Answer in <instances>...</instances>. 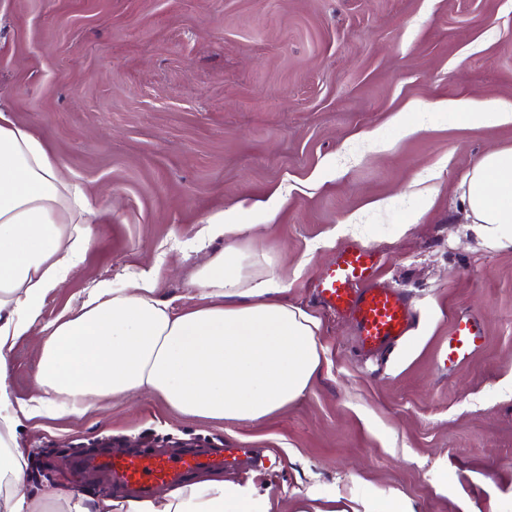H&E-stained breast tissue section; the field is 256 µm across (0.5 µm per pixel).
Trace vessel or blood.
<instances>
[{"label":"vessel or blood","mask_w":512,"mask_h":512,"mask_svg":"<svg viewBox=\"0 0 512 512\" xmlns=\"http://www.w3.org/2000/svg\"><path fill=\"white\" fill-rule=\"evenodd\" d=\"M318 296L329 308L351 317L360 349L368 355L387 351L402 342L417 318L407 295L380 281L377 251L360 244L341 249L319 281ZM484 336L477 316L455 317L442 354L444 363L453 369L466 362L481 347ZM237 454L234 448L178 458L161 453L115 454L100 460L99 466L110 471L125 488L147 496L156 486L180 484L191 472L229 467L235 463Z\"/></svg>","instance_id":"1"}]
</instances>
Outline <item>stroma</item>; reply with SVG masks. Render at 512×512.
<instances>
[{
	"mask_svg": "<svg viewBox=\"0 0 512 512\" xmlns=\"http://www.w3.org/2000/svg\"><path fill=\"white\" fill-rule=\"evenodd\" d=\"M444 100L512 103V0H0V103L112 218L42 321L100 280L159 268L189 299L208 217L251 225L288 299L317 316L328 361L300 399L259 423L181 414L148 394L81 417L22 421L35 496L117 497L69 449L112 438L248 449L219 472L271 512H512V247L460 218L458 186L512 124L473 127ZM412 133H405V126ZM349 244L425 315L390 354L361 355L352 321L315 285ZM484 348L448 371L455 314ZM36 339H16L9 384L35 394Z\"/></svg>",
	"mask_w": 512,
	"mask_h": 512,
	"instance_id": "35a3bbf8",
	"label": "stroma"
}]
</instances>
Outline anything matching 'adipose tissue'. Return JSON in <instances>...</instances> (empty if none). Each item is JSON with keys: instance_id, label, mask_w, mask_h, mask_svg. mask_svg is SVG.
<instances>
[{"instance_id": "adipose-tissue-1", "label": "adipose tissue", "mask_w": 512, "mask_h": 512, "mask_svg": "<svg viewBox=\"0 0 512 512\" xmlns=\"http://www.w3.org/2000/svg\"><path fill=\"white\" fill-rule=\"evenodd\" d=\"M473 126L512 124V104L448 101ZM466 223L493 245L512 246V149L485 153L463 176ZM111 210L63 174L44 141L0 109V512H34L19 415L81 416L108 396L149 393L189 416L258 422L301 398L326 362L319 319L289 303L271 256L236 246L249 225L217 214L198 244L211 248L191 304L160 297L156 270L122 286L100 281L70 316L40 326L46 297L84 261ZM222 249H213L216 240ZM39 333L37 393L16 408L9 352ZM269 497L217 480L187 484L162 503L70 500L69 512H269Z\"/></svg>"}]
</instances>
